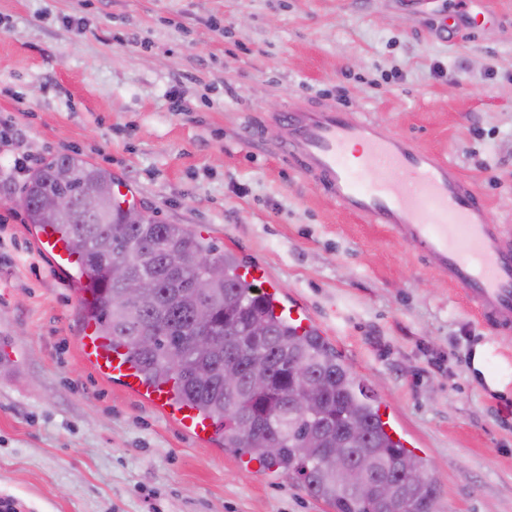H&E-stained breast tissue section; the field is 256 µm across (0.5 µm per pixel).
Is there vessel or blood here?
Here are the masks:
<instances>
[{"mask_svg": "<svg viewBox=\"0 0 512 512\" xmlns=\"http://www.w3.org/2000/svg\"><path fill=\"white\" fill-rule=\"evenodd\" d=\"M281 119L293 167L349 212L390 225L411 248L431 256L487 328L512 334V240L486 223V205L471 184L407 139L382 135L372 121L333 109L287 112ZM38 246L57 270L81 263L56 225L41 226ZM79 343L101 372L143 393L193 437L213 434L211 418L175 405L168 389L144 387L125 349L97 336L92 317L84 318Z\"/></svg>", "mask_w": 512, "mask_h": 512, "instance_id": "b4317fda", "label": "vessel or blood"}]
</instances>
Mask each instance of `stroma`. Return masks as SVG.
Segmentation results:
<instances>
[{"label":"stroma","instance_id":"1","mask_svg":"<svg viewBox=\"0 0 512 512\" xmlns=\"http://www.w3.org/2000/svg\"><path fill=\"white\" fill-rule=\"evenodd\" d=\"M486 11L477 27L464 16ZM459 24L453 36L436 28ZM378 123L512 230V0H0V501L17 512H330L103 375L14 159L77 153L147 216L265 268L427 464L443 512H512V335L282 158L292 110ZM508 377L490 389L473 369Z\"/></svg>","mask_w":512,"mask_h":512}]
</instances>
